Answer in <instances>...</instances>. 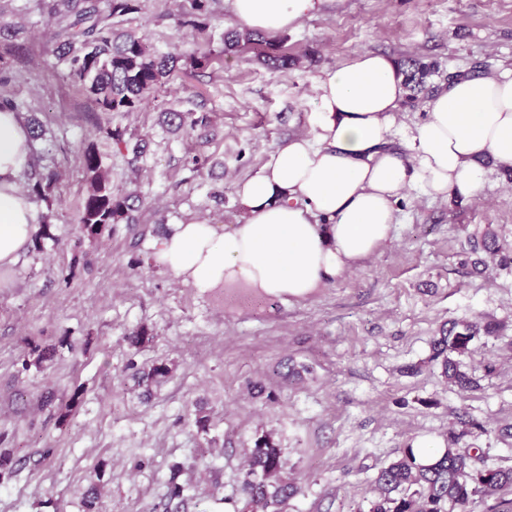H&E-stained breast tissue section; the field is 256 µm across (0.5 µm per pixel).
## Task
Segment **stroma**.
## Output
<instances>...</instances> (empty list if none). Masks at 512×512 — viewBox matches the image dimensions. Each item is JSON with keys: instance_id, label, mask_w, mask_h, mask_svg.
Masks as SVG:
<instances>
[{"instance_id": "35a3bbf8", "label": "stroma", "mask_w": 512, "mask_h": 512, "mask_svg": "<svg viewBox=\"0 0 512 512\" xmlns=\"http://www.w3.org/2000/svg\"><path fill=\"white\" fill-rule=\"evenodd\" d=\"M57 2L0 0L5 93L22 119L43 124L31 157L58 175L33 202L48 237L30 242L0 285V456L14 471L0 484V512H86L94 480L97 512H168L174 478L186 488L178 512H234L246 454L264 435L302 486L288 512H368L400 448L444 445L452 432L459 447L483 449L484 465L512 467V263H492L483 247L491 232L512 252L502 166H488L477 199L406 191L389 240L302 300L241 285L201 294L153 260L178 221L242 223L239 183L288 138L311 134L323 70L362 52L431 65L395 114L399 147L449 77L512 69V0H327L271 43L230 52L224 33L238 23L225 0L196 27L182 25V0H141L114 31L180 61L137 111L112 114L66 77L52 39ZM273 45L293 64L269 68ZM172 112L199 123L171 125ZM106 123L121 141L100 136ZM90 148L113 186L135 180L144 192L134 223L98 238L77 224ZM484 319L501 330L461 357L476 382L463 391L443 377L431 341L441 325ZM140 328L151 340L135 348L127 336ZM35 345L52 349L48 367L25 366ZM161 361L174 363L173 378L141 398L133 373ZM258 382L261 397L251 393Z\"/></svg>"}]
</instances>
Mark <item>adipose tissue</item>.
Listing matches in <instances>:
<instances>
[{
  "instance_id": "obj_1",
  "label": "adipose tissue",
  "mask_w": 512,
  "mask_h": 512,
  "mask_svg": "<svg viewBox=\"0 0 512 512\" xmlns=\"http://www.w3.org/2000/svg\"><path fill=\"white\" fill-rule=\"evenodd\" d=\"M324 2L227 0L241 27L267 35L295 28ZM315 91L312 135L288 139L239 186L243 223L222 231L178 222L157 244V265L201 292L241 282L300 300L384 245L406 189L477 198L486 181L481 159L512 166V70L449 82L404 153L391 146L405 94L391 57L358 54L326 70ZM28 138L18 112L0 107V266L17 262L35 229L36 212L17 184Z\"/></svg>"
}]
</instances>
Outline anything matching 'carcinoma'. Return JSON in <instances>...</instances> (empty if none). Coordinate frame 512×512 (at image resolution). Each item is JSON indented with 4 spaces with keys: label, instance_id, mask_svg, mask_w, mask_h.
<instances>
[{
    "label": "carcinoma",
    "instance_id": "obj_1",
    "mask_svg": "<svg viewBox=\"0 0 512 512\" xmlns=\"http://www.w3.org/2000/svg\"><path fill=\"white\" fill-rule=\"evenodd\" d=\"M64 14L55 33V52L67 63L69 76L79 83L103 112H133L147 96L160 87L174 71L178 57L157 55L147 50L133 33L116 34L112 18L140 9L139 0H106L102 11L90 0H62ZM209 0H184L183 15L198 18L207 13ZM262 40L250 32L224 35V49L231 51L240 42ZM87 191L83 197L78 224L82 232L100 236L124 220L130 224L133 202L141 189L115 188L102 166L100 155L87 150L83 155ZM56 173L38 174L31 194L42 199L52 191ZM490 335L493 328L472 322L454 323L434 338L433 358L442 359L443 374L464 389L471 378L460 371L450 354H473L472 342L480 331ZM172 368L157 363L133 374L143 395L171 377ZM456 436L448 438V448L431 465L416 462L412 449L404 448L376 478L378 495L369 512H470L475 500L484 495L512 492V467L475 468L477 456L470 448L456 447ZM245 481L246 498L237 512H284L288 500L302 492L295 479L285 473L283 453L268 436L258 438L251 448Z\"/></svg>",
    "mask_w": 512,
    "mask_h": 512
}]
</instances>
